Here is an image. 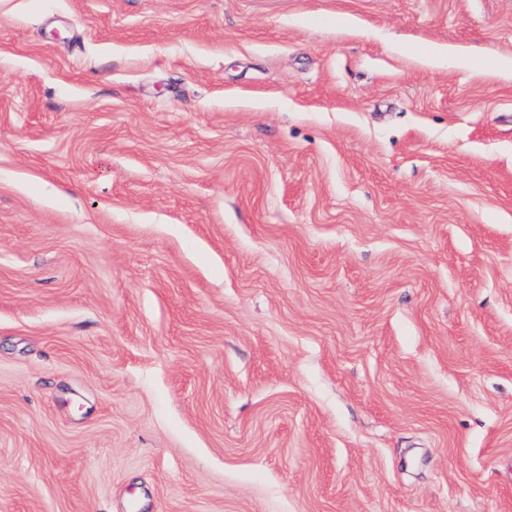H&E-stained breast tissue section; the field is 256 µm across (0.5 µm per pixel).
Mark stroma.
<instances>
[{"instance_id":"stroma-1","label":"stroma","mask_w":512,"mask_h":512,"mask_svg":"<svg viewBox=\"0 0 512 512\" xmlns=\"http://www.w3.org/2000/svg\"><path fill=\"white\" fill-rule=\"evenodd\" d=\"M506 66L512 0H0V512H512Z\"/></svg>"}]
</instances>
